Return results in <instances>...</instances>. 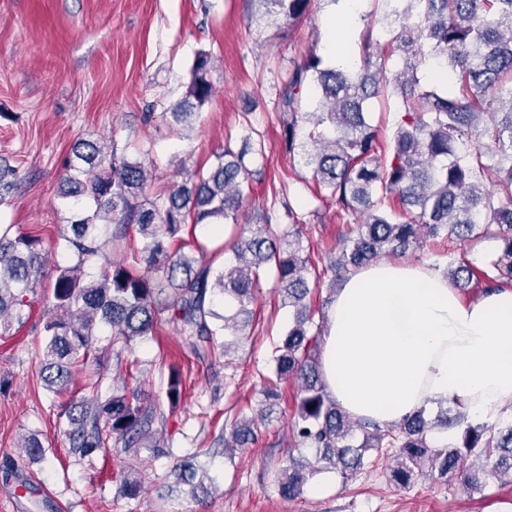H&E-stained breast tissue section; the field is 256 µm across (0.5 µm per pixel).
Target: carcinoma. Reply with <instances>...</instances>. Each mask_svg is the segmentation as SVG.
I'll list each match as a JSON object with an SVG mask.
<instances>
[{
	"label": "carcinoma",
	"mask_w": 512,
	"mask_h": 512,
	"mask_svg": "<svg viewBox=\"0 0 512 512\" xmlns=\"http://www.w3.org/2000/svg\"><path fill=\"white\" fill-rule=\"evenodd\" d=\"M249 19L293 26L314 0H248ZM389 40L379 48L363 43L359 63L328 64L316 49L294 66L282 82L278 110L281 137L288 153L301 151L310 180L336 206V219L357 224L345 238L339 257L328 269L342 281L381 258L400 255L425 237L466 243L497 241L495 252L475 271L465 263L448 274L455 286L476 282L482 289L512 283V0H385ZM436 60L440 78L421 72L424 49ZM399 65L386 76V65ZM212 57L202 52L193 67L185 99L171 113L185 124L214 93L209 79ZM393 104L396 130L379 140L374 103ZM68 175L58 197L84 195L92 206L72 213L65 238L72 263L56 266L52 294L42 316L38 348L39 377L53 394L50 408L71 453L83 458L110 443L122 444L128 457L159 440L167 441L165 417L157 404L148 406L141 385H123L105 396L101 381L83 386L74 375L101 366L97 346L101 328L111 330L112 344L129 348L153 335L161 317L177 325L192 346L203 342L222 356L220 336H242L256 298L260 272L275 268L283 304L293 308L286 335L274 355L275 378L264 381L267 399L277 384L297 383V411L291 425L292 446L281 470L279 489L286 498L304 492L321 472L347 482L377 461L391 460V480L408 487L421 477L453 478L467 491L489 482L512 483V417L494 424L468 423L449 441L436 445L430 435L446 433L454 421L438 408L434 418L421 408L396 425L380 427L353 420L326 391L317 356L322 325L307 298L310 280L324 270L305 253L309 225L296 215L276 233L272 217L241 235L232 246L235 264L215 270L203 258L185 252L180 233L195 225L236 224L249 194L244 188L250 169L245 154L224 145V153L206 174L179 169L181 182L168 191L149 193L151 168L141 160L104 152L99 142L74 148ZM110 241L126 240L134 230L141 244L120 261L110 260L103 233ZM48 264L42 239L0 229V337L12 336L13 323L24 324ZM98 272L89 276L87 269ZM183 371L170 367L165 398L176 408L184 393ZM361 433L356 446L350 438ZM255 440V420L237 419L224 447L241 448ZM21 448L32 460L45 459L36 431ZM178 478L208 491L206 471L195 456L179 459ZM119 493L137 496L140 480L120 472Z\"/></svg>",
	"instance_id": "carcinoma-1"
}]
</instances>
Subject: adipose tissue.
<instances>
[{
    "label": "adipose tissue",
    "instance_id": "ef3b65f1",
    "mask_svg": "<svg viewBox=\"0 0 512 512\" xmlns=\"http://www.w3.org/2000/svg\"><path fill=\"white\" fill-rule=\"evenodd\" d=\"M321 370L356 419L390 426L440 403L494 419L512 404V287L466 302L429 268L365 267L333 300Z\"/></svg>",
    "mask_w": 512,
    "mask_h": 512
}]
</instances>
